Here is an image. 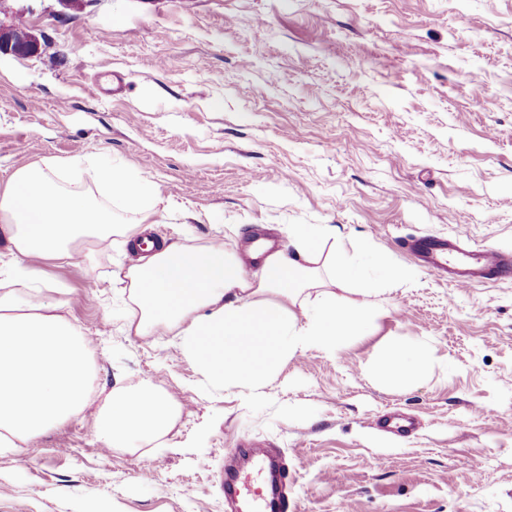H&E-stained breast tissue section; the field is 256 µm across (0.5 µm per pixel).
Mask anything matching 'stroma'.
Wrapping results in <instances>:
<instances>
[{
    "instance_id": "35a3bbf8",
    "label": "stroma",
    "mask_w": 512,
    "mask_h": 512,
    "mask_svg": "<svg viewBox=\"0 0 512 512\" xmlns=\"http://www.w3.org/2000/svg\"><path fill=\"white\" fill-rule=\"evenodd\" d=\"M38 56L0 57V191L53 164L63 187L131 220L65 160L95 156L155 184L158 239L257 235L293 224L367 244L409 281L375 297L368 330L294 357L254 397L201 388L172 333L129 335L114 283L122 239H91L44 277L94 347L83 411L0 454V512H227L224 464L255 442L288 469L295 512H512V281L454 288L402 247L422 233L512 252V0H10ZM425 345L402 390L362 370ZM151 382L182 413L162 444L102 448L114 384ZM413 417L401 437L375 427Z\"/></svg>"
}]
</instances>
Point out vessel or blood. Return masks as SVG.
I'll use <instances>...</instances> for the list:
<instances>
[{
	"label": "vessel or blood",
	"mask_w": 512,
	"mask_h": 512,
	"mask_svg": "<svg viewBox=\"0 0 512 512\" xmlns=\"http://www.w3.org/2000/svg\"><path fill=\"white\" fill-rule=\"evenodd\" d=\"M404 248L430 271L457 288L512 279V254L489 246L470 248L458 238L420 235L404 239ZM288 474L275 453H242L224 472V497L231 512H291Z\"/></svg>",
	"instance_id": "1"
}]
</instances>
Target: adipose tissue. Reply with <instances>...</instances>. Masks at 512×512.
<instances>
[{
    "label": "adipose tissue",
    "instance_id": "adipose-tissue-1",
    "mask_svg": "<svg viewBox=\"0 0 512 512\" xmlns=\"http://www.w3.org/2000/svg\"><path fill=\"white\" fill-rule=\"evenodd\" d=\"M85 181L118 191L135 224H118L110 209L60 186L43 167L17 168L0 192V242L15 262L9 274L24 294L0 295V452L14 451L81 411L89 399L91 350L50 300L41 265L71 257L77 243L112 235L135 242L141 222L161 202L156 187L118 166L95 159L70 160ZM294 252L254 250L260 265L247 272L223 244L185 248L155 245L148 260L129 265L117 278L132 308L129 333L174 331L176 349L201 367L207 384L256 395L292 357L311 349L335 350L362 334L373 312L362 283L366 247L330 245L329 230L310 224L289 229ZM358 286L361 301L342 304L320 291L322 278ZM423 347L392 349L366 366L374 379L400 387L426 375ZM181 409L155 386L131 391L114 386L98 414V438L107 448H141L165 437Z\"/></svg>",
    "mask_w": 512,
    "mask_h": 512
}]
</instances>
